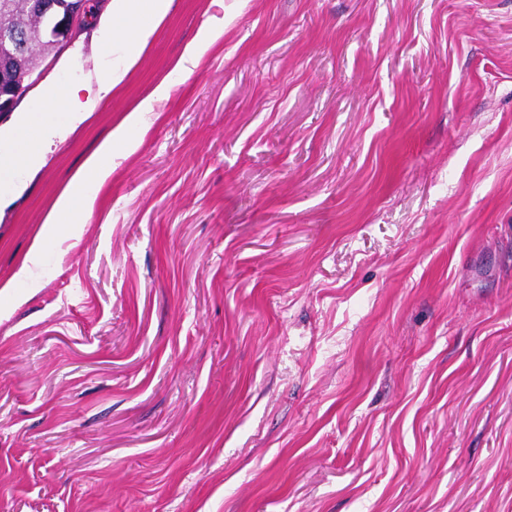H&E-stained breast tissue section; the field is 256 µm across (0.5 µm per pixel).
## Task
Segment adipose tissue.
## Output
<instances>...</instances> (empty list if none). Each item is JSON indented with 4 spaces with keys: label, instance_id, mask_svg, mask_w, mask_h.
I'll list each match as a JSON object with an SVG mask.
<instances>
[{
    "label": "adipose tissue",
    "instance_id": "adipose-tissue-1",
    "mask_svg": "<svg viewBox=\"0 0 512 512\" xmlns=\"http://www.w3.org/2000/svg\"><path fill=\"white\" fill-rule=\"evenodd\" d=\"M173 0H111L100 27L103 52L120 48L123 62L108 69L96 88L87 96L78 90L49 86L43 92L38 111L24 113L17 123L0 134V141L9 144L10 152L1 164L15 169H31L43 164L48 146L66 136L84 121L98 102L111 97L124 80L129 65L138 59L159 24L168 14ZM169 85L159 86L150 97L130 111L111 136L85 161L75 180L58 196L38 235L39 242L61 235L75 236L94 208V200L85 191L87 183L104 184L112 173L116 155L134 152L138 143L129 135L142 126L147 112L158 100L167 98Z\"/></svg>",
    "mask_w": 512,
    "mask_h": 512
}]
</instances>
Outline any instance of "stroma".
<instances>
[{"mask_svg":"<svg viewBox=\"0 0 512 512\" xmlns=\"http://www.w3.org/2000/svg\"><path fill=\"white\" fill-rule=\"evenodd\" d=\"M119 61L90 26L0 127ZM165 80L0 294V512H512V0H173L18 173L0 287ZM223 27H203L196 38L186 47L184 54L175 66V71L182 76H189L201 60L204 51L214 44L222 35ZM169 90L168 84L159 86L126 115L111 136L85 161L75 180L58 196L41 228L34 250L14 275L15 283L32 285L30 265L34 264L48 238L61 235L74 237L82 224H85L95 202L86 193L85 185L88 182L104 184L112 173V159L118 154H130L138 148L137 141L129 135L130 130L144 124L146 112H154V103L167 98Z\"/></svg>","mask_w":512,"mask_h":512,"instance_id":"obj_1","label":"stroma"}]
</instances>
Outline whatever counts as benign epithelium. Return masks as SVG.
<instances>
[{
  "label": "benign epithelium",
  "instance_id": "7a95c632",
  "mask_svg": "<svg viewBox=\"0 0 512 512\" xmlns=\"http://www.w3.org/2000/svg\"><path fill=\"white\" fill-rule=\"evenodd\" d=\"M89 0H28L31 13L44 19V25L28 37V41L20 44L15 33L8 28L0 30V71L10 67L11 58L21 54L29 46L49 39H57L61 43L70 44L76 40L91 24L93 10ZM30 88L13 90L5 86L0 93V112L12 108L13 102L25 98Z\"/></svg>",
  "mask_w": 512,
  "mask_h": 512
}]
</instances>
